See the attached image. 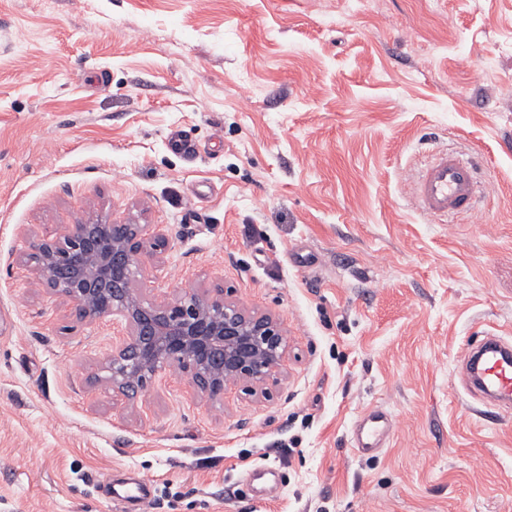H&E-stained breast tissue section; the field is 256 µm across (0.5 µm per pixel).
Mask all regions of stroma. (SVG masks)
<instances>
[{"mask_svg":"<svg viewBox=\"0 0 512 512\" xmlns=\"http://www.w3.org/2000/svg\"><path fill=\"white\" fill-rule=\"evenodd\" d=\"M443 148L485 202L434 224L409 197ZM97 217L166 228L147 298L220 278L280 319L270 398L89 388L118 327L24 257ZM487 331L512 337V0H0V512H129L107 486L139 478L143 512H512V412L464 387ZM392 428V419L386 412L371 409L362 413L354 425L353 452L358 456L378 452Z\"/></svg>","mask_w":512,"mask_h":512,"instance_id":"1","label":"stroma"}]
</instances>
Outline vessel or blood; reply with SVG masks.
Listing matches in <instances>:
<instances>
[{
    "mask_svg": "<svg viewBox=\"0 0 512 512\" xmlns=\"http://www.w3.org/2000/svg\"><path fill=\"white\" fill-rule=\"evenodd\" d=\"M481 169L475 157L456 151L440 153L430 162L412 192L421 213L430 218L448 214L468 216L480 205ZM468 386L490 407L512 410V341L485 332L483 339L468 355ZM393 422L384 411L371 409L355 422L353 451L363 456L378 452L392 432ZM113 499L143 507L151 497L150 482L135 487L110 486Z\"/></svg>",
    "mask_w": 512,
    "mask_h": 512,
    "instance_id": "vessel-or-blood-1",
    "label": "vessel or blood"
}]
</instances>
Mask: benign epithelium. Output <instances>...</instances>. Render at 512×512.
<instances>
[{
    "mask_svg": "<svg viewBox=\"0 0 512 512\" xmlns=\"http://www.w3.org/2000/svg\"><path fill=\"white\" fill-rule=\"evenodd\" d=\"M169 240L161 224L88 220L31 242L26 261L35 282L75 306L88 321L112 317L124 334L100 362L91 387L133 401L161 373L175 369L193 395L211 404L242 386L266 398L280 384L288 336L272 313L227 298L224 286L189 288L178 296L149 300L138 286L145 248L159 260Z\"/></svg>",
    "mask_w": 512,
    "mask_h": 512,
    "instance_id": "benign-epithelium-1",
    "label": "benign epithelium"
}]
</instances>
